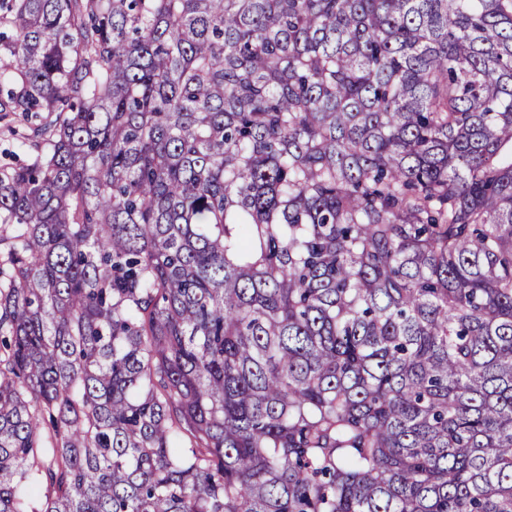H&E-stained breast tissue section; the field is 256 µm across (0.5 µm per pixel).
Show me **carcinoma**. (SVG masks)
I'll use <instances>...</instances> for the list:
<instances>
[{
  "instance_id": "obj_1",
  "label": "carcinoma",
  "mask_w": 512,
  "mask_h": 512,
  "mask_svg": "<svg viewBox=\"0 0 512 512\" xmlns=\"http://www.w3.org/2000/svg\"><path fill=\"white\" fill-rule=\"evenodd\" d=\"M0 512H512V0H0Z\"/></svg>"
}]
</instances>
